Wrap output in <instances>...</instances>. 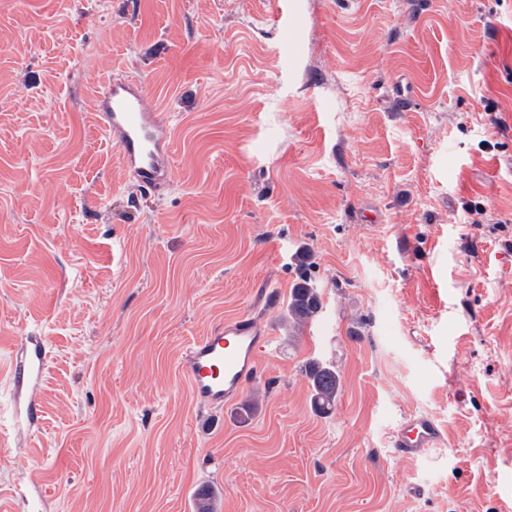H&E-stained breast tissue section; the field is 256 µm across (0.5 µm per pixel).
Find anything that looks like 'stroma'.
<instances>
[{"label": "stroma", "instance_id": "stroma-1", "mask_svg": "<svg viewBox=\"0 0 512 512\" xmlns=\"http://www.w3.org/2000/svg\"><path fill=\"white\" fill-rule=\"evenodd\" d=\"M118 73L173 131L156 194L93 109ZM302 249L324 308L297 330ZM241 313L270 328L262 374L200 407L181 354ZM21 336L47 358L18 389ZM313 357L343 378L328 416ZM407 413L446 449L400 458ZM204 489L214 512L512 508V0H0V512ZM308 382L312 408L318 413L332 412L342 394L343 384L336 365L323 360H310L301 370Z\"/></svg>", "mask_w": 512, "mask_h": 512}]
</instances>
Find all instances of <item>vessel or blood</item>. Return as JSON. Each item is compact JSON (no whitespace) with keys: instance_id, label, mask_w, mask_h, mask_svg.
Masks as SVG:
<instances>
[{"instance_id":"obj_1","label":"vessel or blood","mask_w":512,"mask_h":512,"mask_svg":"<svg viewBox=\"0 0 512 512\" xmlns=\"http://www.w3.org/2000/svg\"><path fill=\"white\" fill-rule=\"evenodd\" d=\"M95 108L104 131L120 150L126 169L144 191H157L173 179L170 126L141 80L107 79L95 95ZM270 341L269 331L250 314H242L212 328L185 350L179 372L196 404L223 408L261 374L259 354ZM41 347L29 350L15 364V384H23L44 368ZM443 432L430 416H405L392 436V446L407 458L418 460L442 448Z\"/></svg>"}]
</instances>
